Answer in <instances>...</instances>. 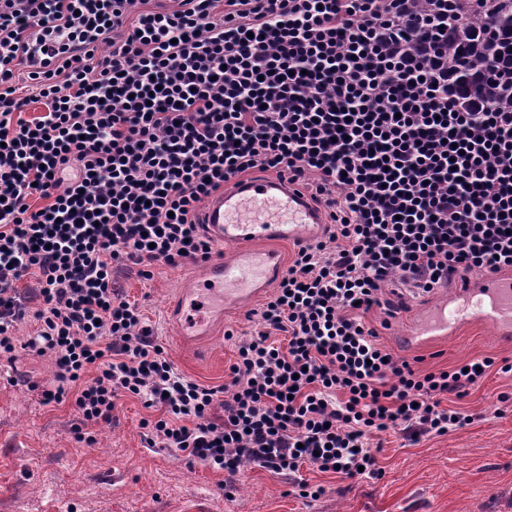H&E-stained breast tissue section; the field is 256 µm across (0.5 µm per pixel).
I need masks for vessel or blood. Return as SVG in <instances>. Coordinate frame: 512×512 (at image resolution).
Wrapping results in <instances>:
<instances>
[{"mask_svg":"<svg viewBox=\"0 0 512 512\" xmlns=\"http://www.w3.org/2000/svg\"><path fill=\"white\" fill-rule=\"evenodd\" d=\"M324 222L322 211L308 196L273 175L237 179L212 196L203 224L218 251L204 263L201 280L168 307L169 317L180 327L177 344H200L210 335L213 322L223 318L227 298L253 300L280 277L283 264L278 253L254 250L253 242L288 239L304 245L318 236ZM471 319L489 323L503 342H512V269L455 280L448 295L426 309L401 341L416 346L448 337Z\"/></svg>","mask_w":512,"mask_h":512,"instance_id":"obj_1","label":"vessel or blood"}]
</instances>
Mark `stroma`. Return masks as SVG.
I'll return each instance as SVG.
<instances>
[{"label": "stroma", "instance_id": "stroma-1", "mask_svg": "<svg viewBox=\"0 0 512 512\" xmlns=\"http://www.w3.org/2000/svg\"><path fill=\"white\" fill-rule=\"evenodd\" d=\"M187 267L154 268L151 280L121 278L130 300L179 372L220 385L236 357V340L250 338L249 308L228 301L224 324L202 349L179 347L165 319L169 299L189 285ZM237 333L228 340L226 330ZM483 356L512 360V345L497 342L492 327L472 324L452 339L419 351L420 371L449 369ZM52 379L49 357L22 350L15 364L0 363V512H512V376L489 373L457 405L469 425L445 436L411 442L381 434V478L343 481L304 466L300 478L323 486L303 499L289 479L240 466L233 488L225 472L189 462L172 448H151L140 422L149 414L141 400H119L112 424L93 427L90 438L72 430L70 404L45 405L17 380Z\"/></svg>", "mask_w": 512, "mask_h": 512}]
</instances>
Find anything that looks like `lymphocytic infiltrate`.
Wrapping results in <instances>:
<instances>
[{
    "label": "lymphocytic infiltrate",
    "mask_w": 512,
    "mask_h": 512,
    "mask_svg": "<svg viewBox=\"0 0 512 512\" xmlns=\"http://www.w3.org/2000/svg\"><path fill=\"white\" fill-rule=\"evenodd\" d=\"M490 2L0 0V360L50 356L52 380L28 387L72 401L75 434L136 397L158 413L149 447L231 476L374 479L371 437L467 425L448 396L512 361L424 373L365 317L403 311L391 284L425 296L512 268V107L474 94L484 72L451 36ZM256 169L323 207L326 237L295 251L227 382L206 385L118 278L206 261L203 203Z\"/></svg>",
    "instance_id": "obj_1"
}]
</instances>
